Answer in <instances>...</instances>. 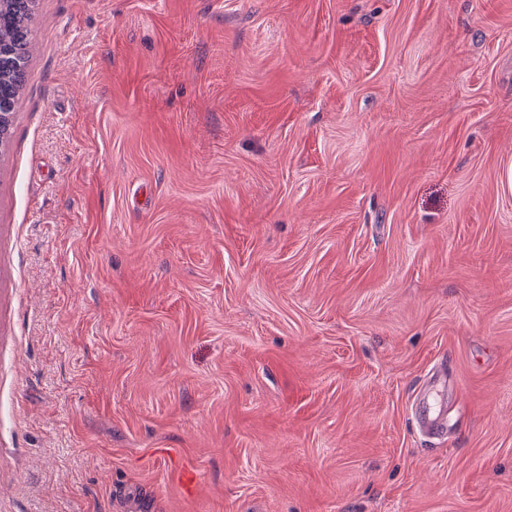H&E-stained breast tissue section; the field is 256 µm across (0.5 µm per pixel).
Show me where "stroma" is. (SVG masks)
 <instances>
[{"label": "stroma", "mask_w": 512, "mask_h": 512, "mask_svg": "<svg viewBox=\"0 0 512 512\" xmlns=\"http://www.w3.org/2000/svg\"><path fill=\"white\" fill-rule=\"evenodd\" d=\"M32 30L0 512H512V0H38ZM447 390L448 367L440 364L428 377L415 401L414 421L421 434L436 436L447 432Z\"/></svg>", "instance_id": "obj_1"}]
</instances>
